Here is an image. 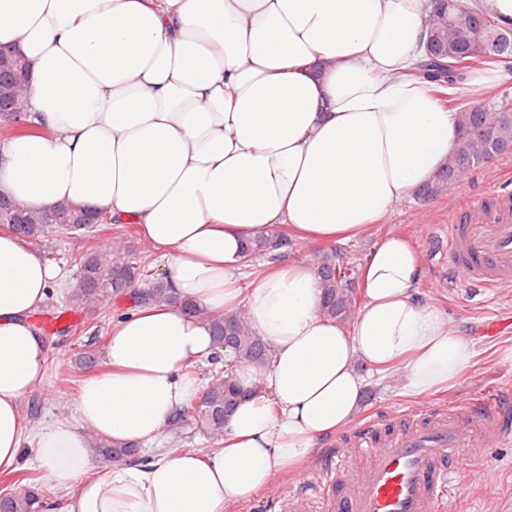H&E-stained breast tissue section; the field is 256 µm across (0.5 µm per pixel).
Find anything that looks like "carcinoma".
Wrapping results in <instances>:
<instances>
[{
	"mask_svg": "<svg viewBox=\"0 0 512 512\" xmlns=\"http://www.w3.org/2000/svg\"><path fill=\"white\" fill-rule=\"evenodd\" d=\"M469 11L467 0L430 4L424 25L430 62L422 75L437 87L455 85L463 71L478 66L485 59H501L497 34L501 28L489 24L484 28H471L459 21V15ZM31 81L26 63L14 50L0 46V133L28 134L36 132L34 126L21 121L20 110L6 111L20 102ZM461 114L460 134L448 158V163L437 177L418 191L425 199L452 192L473 170L491 161L512 155V105L503 102L489 109L479 101L457 105ZM98 212L89 207L61 203L41 212H33L14 205H0V226L20 234L27 242H48L56 233H72L90 237L101 230L92 217ZM289 245L285 233L272 230L244 247V258L257 255L270 256L278 247ZM78 279L69 295L74 308L91 309L106 297L117 300L125 296L133 305L146 299L158 303L171 301L160 278L153 277L150 262L136 245L135 231L124 230L123 237L107 249L89 248L76 258ZM315 269L323 283L322 312L341 321L345 320L356 303L355 288L350 267L342 254L331 246L318 252ZM184 309L200 315L208 322L217 353L215 362L224 360V367L212 370L210 382L202 391L200 400L178 414L171 422L176 443L181 446L194 436L202 435L213 442L224 434V414L233 411L243 390L237 379V368L242 365L262 367L270 363V346L252 331L245 317L239 313L213 315L187 303ZM232 346L224 349V340ZM96 456L104 462L118 464L140 452L139 444H116L104 438L94 440ZM39 502L38 492L25 485L19 491L0 497V512H34Z\"/></svg>",
	"mask_w": 512,
	"mask_h": 512,
	"instance_id": "cac0c4a2",
	"label": "carcinoma"
}]
</instances>
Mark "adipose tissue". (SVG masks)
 I'll list each match as a JSON object with an SVG mask.
<instances>
[{
  "instance_id": "adipose-tissue-1",
  "label": "adipose tissue",
  "mask_w": 512,
  "mask_h": 512,
  "mask_svg": "<svg viewBox=\"0 0 512 512\" xmlns=\"http://www.w3.org/2000/svg\"><path fill=\"white\" fill-rule=\"evenodd\" d=\"M429 0H0V44L32 67L37 136L0 137V194L30 211L68 202L137 225L178 300L242 311L274 349L243 365L251 396L217 449L97 470L86 430L148 445L200 391L207 325L176 304L118 313L105 365L87 372L75 420L30 425L20 403L46 377L31 315L59 268L0 230V472L34 442L63 501L41 512H224L298 473L351 424L366 380L399 372L424 399L467 376L473 344L419 302L423 261L385 236L359 268L351 324L320 311L313 268L245 272L241 243L285 225L295 243L367 235L431 181L458 115L418 76Z\"/></svg>"
}]
</instances>
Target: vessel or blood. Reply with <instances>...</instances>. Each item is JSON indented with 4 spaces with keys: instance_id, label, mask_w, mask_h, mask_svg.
I'll list each match as a JSON object with an SVG mask.
<instances>
[{
    "instance_id": "b4317fda",
    "label": "vessel or blood",
    "mask_w": 512,
    "mask_h": 512,
    "mask_svg": "<svg viewBox=\"0 0 512 512\" xmlns=\"http://www.w3.org/2000/svg\"><path fill=\"white\" fill-rule=\"evenodd\" d=\"M458 224L448 236V272L474 288L512 287V196L502 194L457 206ZM495 435L512 434V411L497 404L377 432L373 424L356 428L352 446L366 456L359 479L353 465L338 460L317 472L313 489L288 499L290 512H305L318 494L328 512H442L461 486L460 464L480 460L487 446L483 423Z\"/></svg>"
}]
</instances>
